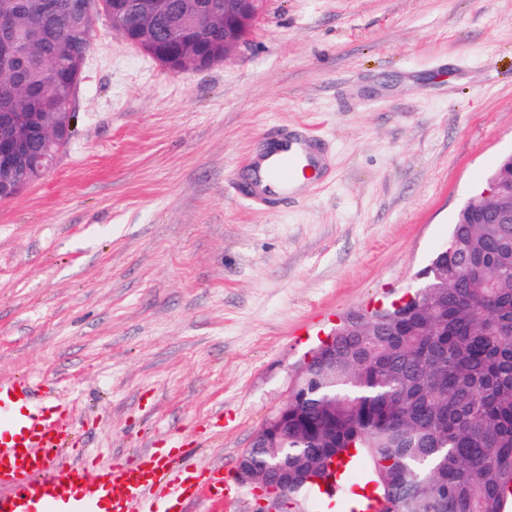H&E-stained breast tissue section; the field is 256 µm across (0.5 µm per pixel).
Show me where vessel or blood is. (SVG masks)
<instances>
[{
    "label": "vessel or blood",
    "mask_w": 512,
    "mask_h": 512,
    "mask_svg": "<svg viewBox=\"0 0 512 512\" xmlns=\"http://www.w3.org/2000/svg\"><path fill=\"white\" fill-rule=\"evenodd\" d=\"M328 165L321 140L282 129L246 164L238 197L268 207L314 182ZM190 448L104 456L75 447L68 407L40 397L25 376L0 380V512H185L203 497L233 498L221 469Z\"/></svg>",
    "instance_id": "b4317fda"
}]
</instances>
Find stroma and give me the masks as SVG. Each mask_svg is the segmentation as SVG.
Wrapping results in <instances>:
<instances>
[{"label":"stroma","mask_w":512,"mask_h":512,"mask_svg":"<svg viewBox=\"0 0 512 512\" xmlns=\"http://www.w3.org/2000/svg\"><path fill=\"white\" fill-rule=\"evenodd\" d=\"M75 106L0 201V379L54 389L78 445L179 439L229 480L319 340L416 285L512 153V0H267L245 45L178 74L101 17ZM299 122L326 182L233 196Z\"/></svg>","instance_id":"obj_1"}]
</instances>
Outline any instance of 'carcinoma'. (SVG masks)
<instances>
[{
	"label": "carcinoma",
	"instance_id": "carcinoma-1",
	"mask_svg": "<svg viewBox=\"0 0 512 512\" xmlns=\"http://www.w3.org/2000/svg\"><path fill=\"white\" fill-rule=\"evenodd\" d=\"M35 0H0L14 26L0 50L32 27L24 55L0 68V111L35 112L36 130L74 125L64 90L80 85L93 27L77 25L83 0H55L43 16ZM119 30L146 50L165 29L184 34L182 60L198 69L224 49V13L213 0H182L155 18L128 0H108ZM59 79L50 82L48 66ZM429 280L448 287L346 318L313 351L284 404L283 428L263 431L243 457L250 483L293 498L350 459L363 486L391 512H508L512 508V223L455 221L450 246L432 258Z\"/></svg>",
	"mask_w": 512,
	"mask_h": 512
}]
</instances>
